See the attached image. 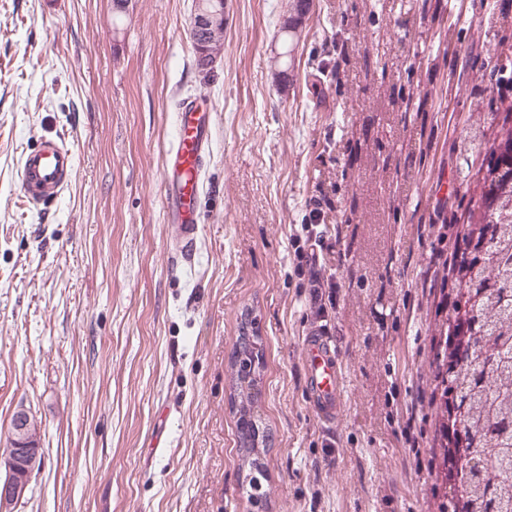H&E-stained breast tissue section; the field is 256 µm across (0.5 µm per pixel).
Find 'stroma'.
Masks as SVG:
<instances>
[{"label": "stroma", "instance_id": "35a3bbf8", "mask_svg": "<svg viewBox=\"0 0 512 512\" xmlns=\"http://www.w3.org/2000/svg\"><path fill=\"white\" fill-rule=\"evenodd\" d=\"M437 0H312L294 52L288 0H227L201 73L193 0H0V435L18 409L43 462L14 512H248L229 368L243 320L264 345L266 512H437L444 494L430 362L451 291L427 289L470 192L466 128L512 106L487 9L454 27ZM464 90L448 94V75ZM212 106L200 233L175 259L162 183L176 113ZM75 155L34 209L19 162ZM322 217L336 300L320 318L291 236ZM326 326L343 358L336 423L303 366Z\"/></svg>", "mask_w": 512, "mask_h": 512}]
</instances>
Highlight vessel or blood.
Returning a JSON list of instances; mask_svg holds the SVG:
<instances>
[{
  "label": "vessel or blood",
  "mask_w": 512,
  "mask_h": 512,
  "mask_svg": "<svg viewBox=\"0 0 512 512\" xmlns=\"http://www.w3.org/2000/svg\"><path fill=\"white\" fill-rule=\"evenodd\" d=\"M177 134L166 153L163 185L168 222L181 255H190L201 222L198 196L203 161L210 150L211 117L194 102H183L176 119ZM74 153L62 138H46L26 153L20 165V191L29 204L38 206L58 198L68 185ZM304 366L311 404L323 422L341 414L342 360L321 331H309L304 340Z\"/></svg>",
  "instance_id": "vessel-or-blood-1"
}]
</instances>
